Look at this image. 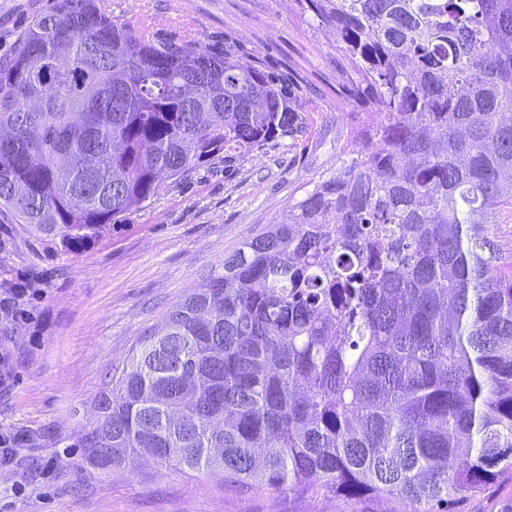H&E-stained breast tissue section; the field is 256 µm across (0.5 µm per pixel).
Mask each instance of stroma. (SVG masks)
Wrapping results in <instances>:
<instances>
[{"instance_id": "obj_1", "label": "stroma", "mask_w": 512, "mask_h": 512, "mask_svg": "<svg viewBox=\"0 0 512 512\" xmlns=\"http://www.w3.org/2000/svg\"><path fill=\"white\" fill-rule=\"evenodd\" d=\"M56 0H0V56ZM114 21L154 19L158 42H202L231 51L290 94L303 130L215 159L169 184L112 231L77 252L0 213V286L22 289L0 310V352L13 377L0 386V434H18V465L0 470V512H403L383 495L271 498L207 476H185L138 458L103 473L81 460L78 443L94 405L120 365L168 310L198 288L225 255L266 225L286 222L311 183L344 158L371 151L348 136L360 109L352 65L335 29L299 0H103ZM23 491H15L16 481ZM454 512H512V473Z\"/></svg>"}]
</instances>
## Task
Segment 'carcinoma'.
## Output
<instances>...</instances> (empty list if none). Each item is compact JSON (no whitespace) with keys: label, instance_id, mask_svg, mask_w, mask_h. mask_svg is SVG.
Wrapping results in <instances>:
<instances>
[{"label":"carcinoma","instance_id":"1","mask_svg":"<svg viewBox=\"0 0 512 512\" xmlns=\"http://www.w3.org/2000/svg\"><path fill=\"white\" fill-rule=\"evenodd\" d=\"M375 149L224 257L97 394L83 460L452 509L512 470V0H304ZM273 77L58 0L0 57V212L66 252L297 132Z\"/></svg>","mask_w":512,"mask_h":512}]
</instances>
